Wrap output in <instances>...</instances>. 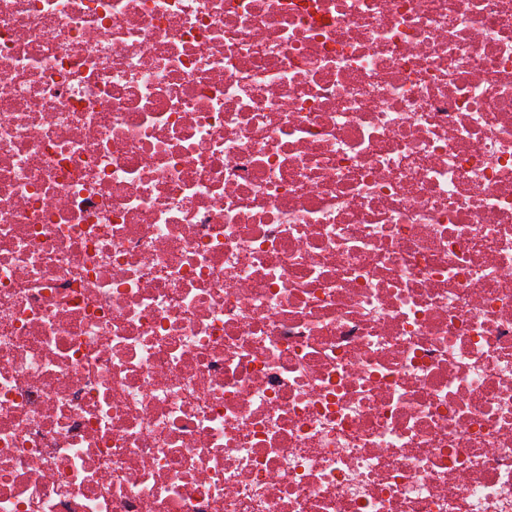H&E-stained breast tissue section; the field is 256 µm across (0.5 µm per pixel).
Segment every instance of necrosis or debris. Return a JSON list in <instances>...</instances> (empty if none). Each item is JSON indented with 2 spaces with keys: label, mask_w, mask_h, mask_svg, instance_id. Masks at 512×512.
Wrapping results in <instances>:
<instances>
[{
  "label": "necrosis or debris",
  "mask_w": 512,
  "mask_h": 512,
  "mask_svg": "<svg viewBox=\"0 0 512 512\" xmlns=\"http://www.w3.org/2000/svg\"><path fill=\"white\" fill-rule=\"evenodd\" d=\"M0 512H512V0H0Z\"/></svg>",
  "instance_id": "4bbe7bcc"
}]
</instances>
